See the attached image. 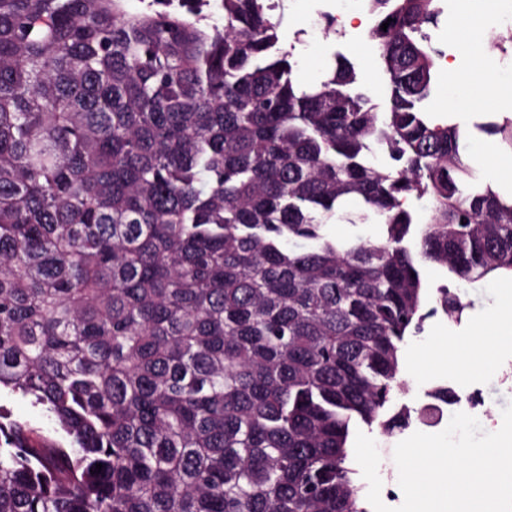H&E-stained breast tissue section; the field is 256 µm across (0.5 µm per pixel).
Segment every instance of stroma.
<instances>
[{"label":"stroma","instance_id":"35a3bbf8","mask_svg":"<svg viewBox=\"0 0 512 512\" xmlns=\"http://www.w3.org/2000/svg\"><path fill=\"white\" fill-rule=\"evenodd\" d=\"M441 6L443 12L437 26L429 30L432 41L447 53L449 61L455 62L457 68L468 69L470 61L462 53L456 33L464 22L466 12H478L481 0H441ZM318 7V0H278L273 12L274 19L281 22L279 45L292 51L298 62L297 77L306 83L321 79L328 70L332 54L341 53L356 63L362 85L373 102L385 104V78L377 62L378 53L367 40V31L373 23L367 6L359 5L352 24L338 26L336 32L330 34L310 26L309 17ZM511 31L501 23L489 35L485 73L500 83H512V41L507 38ZM448 93V88L440 89L436 108L449 112L466 130L465 154L480 159H512L511 145L481 130L484 123L512 118V103L461 105L452 109L448 106ZM505 286V280L496 278L459 283L457 291L467 304L461 318L455 320L437 316L428 320L421 335L409 339L402 368V377L409 386L405 398L408 406L420 408L426 390L453 380L446 368L422 360L424 347H435L450 340H464L478 322L492 318L493 308ZM455 382L461 391L473 385L481 388L484 408L478 421L483 431H497L502 425L503 408L512 403V346L494 352L490 374L472 373Z\"/></svg>","mask_w":512,"mask_h":512}]
</instances>
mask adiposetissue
<instances>
[{
    "mask_svg": "<svg viewBox=\"0 0 512 512\" xmlns=\"http://www.w3.org/2000/svg\"><path fill=\"white\" fill-rule=\"evenodd\" d=\"M496 4L497 0H484L480 10V24L458 39L472 66L469 74L463 77L453 70L448 73V82L454 90L456 102L474 105L490 100L512 102V85L492 82L486 78L484 70L483 38L498 23ZM507 342L505 336L489 335L487 325L480 323L474 326L464 342L449 341L446 349H432L428 357L435 363L447 366L452 373L468 369L485 373L489 370L490 349Z\"/></svg>",
    "mask_w": 512,
    "mask_h": 512,
    "instance_id": "ef3b65f1",
    "label": "adipose tissue"
}]
</instances>
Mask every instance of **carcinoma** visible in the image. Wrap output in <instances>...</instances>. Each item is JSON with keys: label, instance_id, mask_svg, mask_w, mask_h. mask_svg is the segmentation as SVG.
Masks as SVG:
<instances>
[{"label": "carcinoma", "instance_id": "obj_1", "mask_svg": "<svg viewBox=\"0 0 512 512\" xmlns=\"http://www.w3.org/2000/svg\"><path fill=\"white\" fill-rule=\"evenodd\" d=\"M128 2L0 0V390L57 425L0 406V512H369L351 428L409 425L406 339L466 309L425 268L512 274L437 0H366L382 109L340 54L299 82L273 0ZM358 209L354 206L346 208V215L340 220L325 226V232L334 238L354 241L359 237L378 239L382 235V226L371 218L367 223L357 215ZM0 406H3L12 415V418L28 422L32 427L47 435H54V423L43 412L24 398L11 395L2 390L0 393Z\"/></svg>", "mask_w": 512, "mask_h": 512}]
</instances>
